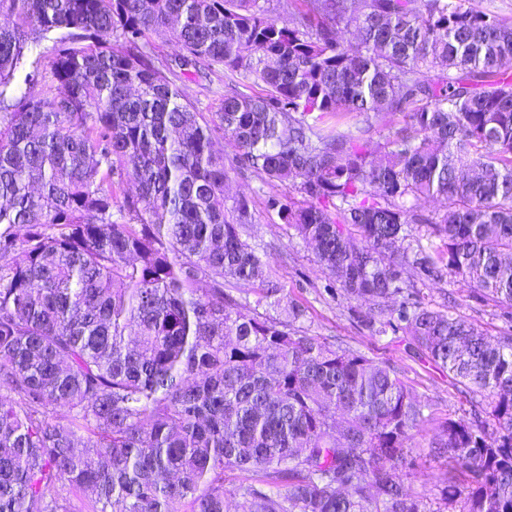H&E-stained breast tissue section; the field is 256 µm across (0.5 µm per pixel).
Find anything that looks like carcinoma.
I'll list each match as a JSON object with an SVG mask.
<instances>
[{
  "label": "carcinoma",
  "instance_id": "obj_1",
  "mask_svg": "<svg viewBox=\"0 0 512 512\" xmlns=\"http://www.w3.org/2000/svg\"><path fill=\"white\" fill-rule=\"evenodd\" d=\"M276 8L287 24L259 0H0V512H422L400 465L425 416L398 372L224 292L281 307L217 127L302 194L267 206L376 302L372 334L404 330L466 387L471 417L431 444L463 480L448 498L512 512V332L409 303L394 259L429 224L448 282L512 308V23L472 0ZM158 31L180 72L155 66ZM217 70L260 92L224 91L214 128L183 82ZM250 288L251 287L241 285H226V291L244 307L245 311L249 310L250 312H254L255 309L256 312L260 314H270L273 316L279 315L277 317L285 319V313H283L282 309L275 310L270 308L265 304V302H261L260 305H258L257 301L259 300L260 295L258 294V291H254Z\"/></svg>",
  "mask_w": 512,
  "mask_h": 512
}]
</instances>
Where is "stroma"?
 Returning <instances> with one entry per match:
<instances>
[{
  "mask_svg": "<svg viewBox=\"0 0 512 512\" xmlns=\"http://www.w3.org/2000/svg\"><path fill=\"white\" fill-rule=\"evenodd\" d=\"M217 146L228 160L227 185L230 195L242 194L250 201L252 222L242 232L267 263L269 277L285 300L300 305L305 315L298 322L301 332L329 341H341L368 358L394 366L413 396L424 407L426 421L412 440V452L401 471L409 494L420 500L425 512H457L445 500L448 483L447 460L432 461L430 444L447 419L469 415L470 405L463 388L451 374L441 370L418 349L403 331L372 336L364 322L370 304L347 299L334 277L323 272L310 246L306 245L276 211L267 208L271 195H284L283 187L265 183L250 173L232 167L234 149L226 139ZM404 295L409 301L475 321L490 333L512 327V309L429 276L423 260L405 262L402 272Z\"/></svg>",
  "mask_w": 512,
  "mask_h": 512,
  "instance_id": "1",
  "label": "stroma"
}]
</instances>
